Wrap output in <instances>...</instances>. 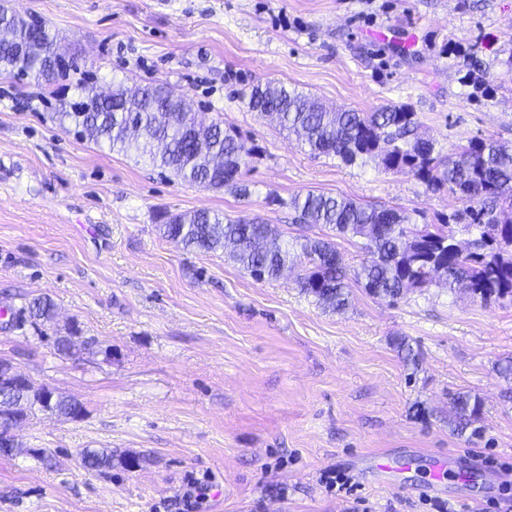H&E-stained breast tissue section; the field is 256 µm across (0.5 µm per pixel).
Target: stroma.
<instances>
[{
    "label": "stroma",
    "instance_id": "stroma-1",
    "mask_svg": "<svg viewBox=\"0 0 512 512\" xmlns=\"http://www.w3.org/2000/svg\"><path fill=\"white\" fill-rule=\"evenodd\" d=\"M5 5L46 21L78 68L51 88L0 73V359L85 414L38 411L15 429L24 452L0 456V512H355L360 498L370 512H484L501 499L512 378L496 365L512 357V303L433 285L390 304L355 287L334 313L301 293L300 267L253 280L224 252L164 239L157 215H257L291 239L319 233L285 205L310 190L407 209L421 224L462 210L407 172L310 155L250 112L248 94L274 79L329 107L408 104L444 151L474 137L511 144L512 0ZM157 80L254 145L247 195L182 183L55 118L79 84ZM38 296L55 303L54 321L19 320ZM72 325L90 344L59 357L52 342ZM459 392L480 398V434L449 425ZM86 448L135 461L89 472ZM440 454L449 471L437 484ZM336 470L350 493L326 488Z\"/></svg>",
    "mask_w": 512,
    "mask_h": 512
}]
</instances>
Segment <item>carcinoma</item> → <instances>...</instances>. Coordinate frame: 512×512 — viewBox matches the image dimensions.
I'll use <instances>...</instances> for the list:
<instances>
[{
  "label": "carcinoma",
  "instance_id": "cac0c4a2",
  "mask_svg": "<svg viewBox=\"0 0 512 512\" xmlns=\"http://www.w3.org/2000/svg\"><path fill=\"white\" fill-rule=\"evenodd\" d=\"M1 23L10 29L13 40L0 42V70L15 71L49 87L76 68L72 56L60 63L51 60L61 45L47 22L35 32L32 20L0 6ZM22 44L29 54L42 58L40 65L33 68L19 57L17 48ZM80 91L82 98L72 109L56 113L60 124H72L81 135L119 152L133 148L184 183L246 192L239 181L254 146L238 132L225 129L221 120L196 123L182 108V96L167 84L134 89L118 85L105 95L89 85ZM247 105L254 112L277 114L280 126L314 155L336 157L346 164L371 159L385 170H405L429 189L458 195L467 206L440 224L418 229L414 213L406 209L378 208L315 191L292 197L288 206L300 223L328 227L339 238L362 240L370 259L351 272L332 240L303 235L286 241L276 225L257 217L229 218L209 210L162 212L158 229L163 238L189 252L221 249L256 281L274 279L286 266L298 265L302 293L332 312L349 307L354 284L393 304L437 278L449 289H462L485 303L512 301V147L474 137L445 154L436 140L421 132L417 114L407 106L387 105L375 112L330 110L282 82L257 83ZM463 220L465 228L476 231V238H457L454 226ZM22 309L35 321L54 318L55 305L47 297L28 300ZM78 333L73 326L66 335L55 337L56 354L73 356ZM18 405L28 416L38 408L64 419L84 415L81 402L56 397L31 383L23 404L0 390V416L13 414ZM453 409L454 430L462 432L479 421L481 402L459 394ZM79 460L92 471L114 466L112 452L106 449L83 450Z\"/></svg>",
  "mask_w": 512,
  "mask_h": 512
}]
</instances>
